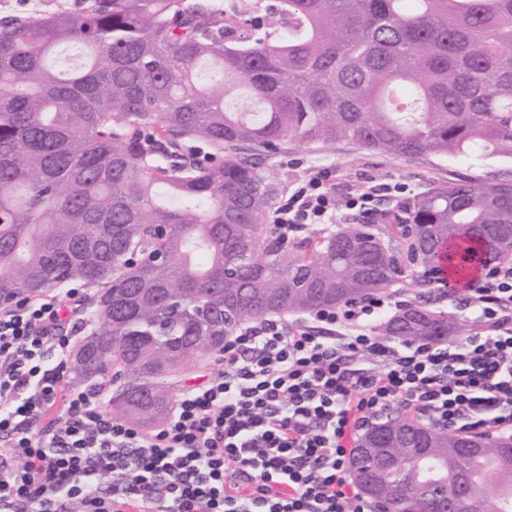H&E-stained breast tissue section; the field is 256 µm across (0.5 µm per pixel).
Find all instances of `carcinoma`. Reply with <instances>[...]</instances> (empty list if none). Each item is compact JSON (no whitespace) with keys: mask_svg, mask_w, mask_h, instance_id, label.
I'll return each mask as SVG.
<instances>
[{"mask_svg":"<svg viewBox=\"0 0 512 512\" xmlns=\"http://www.w3.org/2000/svg\"><path fill=\"white\" fill-rule=\"evenodd\" d=\"M209 0H84L78 11L0 17V303L54 281L100 286L103 326L77 345L82 382L124 378L112 410L142 426L172 406L164 378L220 352L236 327L335 307L410 276L443 251L503 257L512 184L461 180L392 225L313 231L288 253L265 217L279 183L259 156L296 140H350L379 153L512 158V0H272L241 19ZM82 50L62 69L53 57ZM202 141L209 165L180 153ZM403 341H454L448 320L410 305L381 325ZM440 487L467 473L471 512H512L489 478L512 454L477 435L483 458L439 434ZM407 448L350 469L398 474ZM413 487L388 501L409 512Z\"/></svg>","mask_w":512,"mask_h":512,"instance_id":"obj_1","label":"carcinoma"}]
</instances>
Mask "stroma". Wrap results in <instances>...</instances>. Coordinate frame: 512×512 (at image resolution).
Returning <instances> with one entry per match:
<instances>
[{
  "mask_svg": "<svg viewBox=\"0 0 512 512\" xmlns=\"http://www.w3.org/2000/svg\"><path fill=\"white\" fill-rule=\"evenodd\" d=\"M264 168L273 173L282 189H289L313 168L331 166L336 170V195L344 197L351 188L367 179L378 183L399 182L405 186L400 202L376 201L387 224L404 219L409 206L428 190L460 180L477 179L487 184L512 183V159L473 157L457 159L434 153L412 158L366 151L347 140L328 145H309L291 141L269 153L263 160ZM393 293L403 295L408 303L421 302L434 313L447 316L458 329L460 336H467L470 322L456 308L455 296L438 284L420 285L405 279L392 288ZM217 354H208L188 361L173 375L166 378L173 397L188 388L199 385L220 370Z\"/></svg>",
  "mask_w": 512,
  "mask_h": 512,
  "instance_id": "35a3bbf8",
  "label": "stroma"
}]
</instances>
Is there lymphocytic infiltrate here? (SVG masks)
<instances>
[{
	"mask_svg": "<svg viewBox=\"0 0 512 512\" xmlns=\"http://www.w3.org/2000/svg\"><path fill=\"white\" fill-rule=\"evenodd\" d=\"M399 184L336 198L322 167L285 192L271 229L288 243L337 205L375 216ZM390 295L267 320L224 339V367L143 431L99 387L68 385L78 288L0 310V512H381L350 475L362 432L393 411L447 432L512 435V262L459 290L463 339L404 342L377 331ZM45 420L39 433L30 424ZM112 479L108 492L97 489Z\"/></svg>",
	"mask_w": 512,
	"mask_h": 512,
	"instance_id": "1",
	"label": "lymphocytic infiltrate"
}]
</instances>
